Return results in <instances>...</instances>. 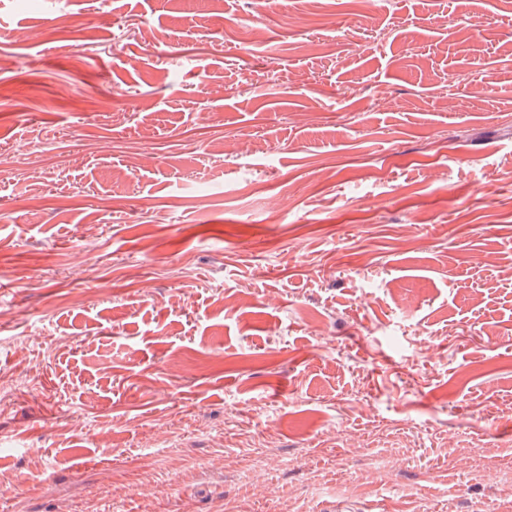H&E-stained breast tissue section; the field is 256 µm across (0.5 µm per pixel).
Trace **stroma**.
<instances>
[{"label": "stroma", "instance_id": "1", "mask_svg": "<svg viewBox=\"0 0 512 512\" xmlns=\"http://www.w3.org/2000/svg\"><path fill=\"white\" fill-rule=\"evenodd\" d=\"M0 56V512H512V0H0Z\"/></svg>", "mask_w": 512, "mask_h": 512}]
</instances>
